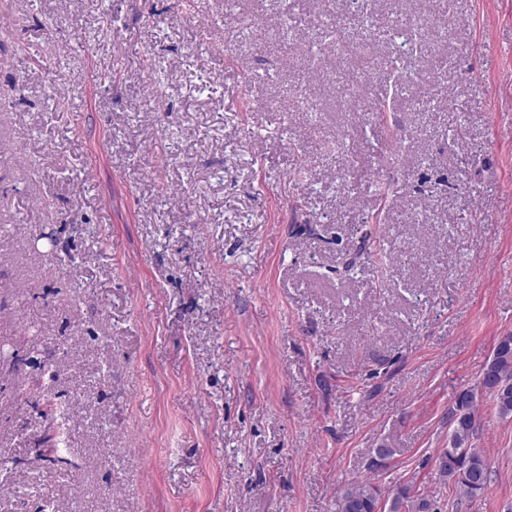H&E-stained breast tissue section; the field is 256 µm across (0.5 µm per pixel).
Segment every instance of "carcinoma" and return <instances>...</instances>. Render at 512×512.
<instances>
[{"instance_id":"cac0c4a2","label":"carcinoma","mask_w":512,"mask_h":512,"mask_svg":"<svg viewBox=\"0 0 512 512\" xmlns=\"http://www.w3.org/2000/svg\"><path fill=\"white\" fill-rule=\"evenodd\" d=\"M493 396L499 416H512V333L498 337L492 357L484 366L477 385L462 390L451 410V427L446 452L461 451L453 463L438 470L439 482L452 488L455 496L472 500L486 492L490 470L486 458L471 448L477 431V395ZM379 488L367 480L355 479L338 489L336 512H377ZM431 503L411 496L410 488H398L391 497L388 512H429Z\"/></svg>"}]
</instances>
